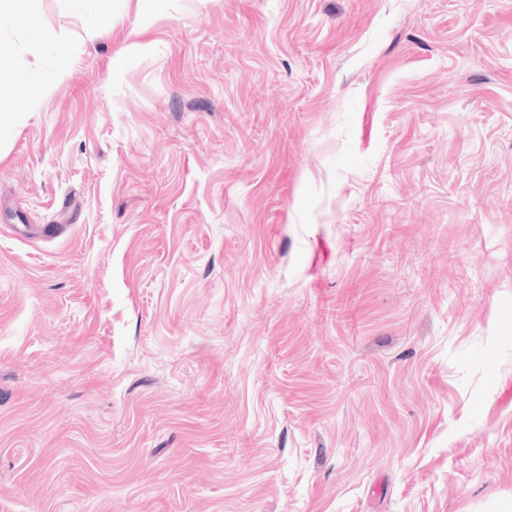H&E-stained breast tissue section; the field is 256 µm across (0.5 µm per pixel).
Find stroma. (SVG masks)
I'll list each match as a JSON object with an SVG mask.
<instances>
[{"instance_id":"1","label":"stroma","mask_w":512,"mask_h":512,"mask_svg":"<svg viewBox=\"0 0 512 512\" xmlns=\"http://www.w3.org/2000/svg\"><path fill=\"white\" fill-rule=\"evenodd\" d=\"M0 19V512L512 503V0ZM40 69L19 70L12 61L0 57V104L16 99H27L34 103L40 87Z\"/></svg>"}]
</instances>
